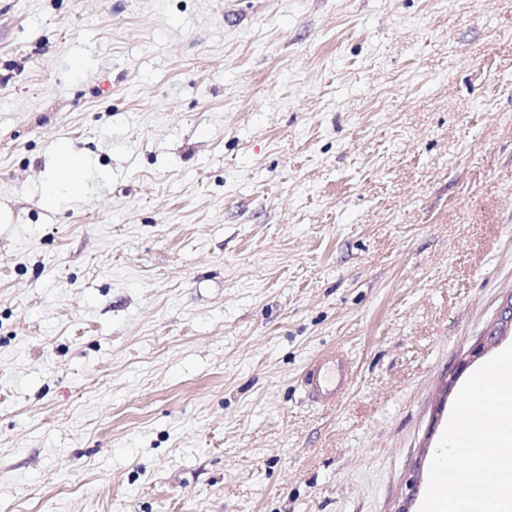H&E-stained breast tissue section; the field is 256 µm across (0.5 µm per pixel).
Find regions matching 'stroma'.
Returning a JSON list of instances; mask_svg holds the SVG:
<instances>
[{
	"mask_svg": "<svg viewBox=\"0 0 512 512\" xmlns=\"http://www.w3.org/2000/svg\"><path fill=\"white\" fill-rule=\"evenodd\" d=\"M0 212V512H420L512 345V0H0ZM56 167L58 172L43 185V193L50 200H57L62 194L71 198H80L86 191L84 172L85 160L73 153L67 144H61L56 150ZM353 375L348 357L336 350L314 357L304 369L302 390L309 401L319 406H336Z\"/></svg>",
	"mask_w": 512,
	"mask_h": 512,
	"instance_id": "35a3bbf8",
	"label": "stroma"
}]
</instances>
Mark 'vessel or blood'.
I'll list each match as a JSON object with an SVG mask.
<instances>
[{
    "mask_svg": "<svg viewBox=\"0 0 512 512\" xmlns=\"http://www.w3.org/2000/svg\"><path fill=\"white\" fill-rule=\"evenodd\" d=\"M353 367L342 352L330 350L314 357L302 377V390L309 401L320 406L335 405L345 393Z\"/></svg>",
    "mask_w": 512,
    "mask_h": 512,
    "instance_id": "obj_1",
    "label": "vessel or blood"
}]
</instances>
